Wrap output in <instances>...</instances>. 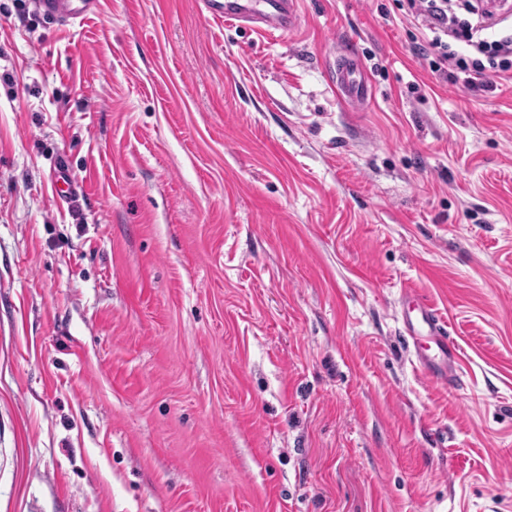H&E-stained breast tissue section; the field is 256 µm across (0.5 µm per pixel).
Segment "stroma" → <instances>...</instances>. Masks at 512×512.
Masks as SVG:
<instances>
[{
  "mask_svg": "<svg viewBox=\"0 0 512 512\" xmlns=\"http://www.w3.org/2000/svg\"><path fill=\"white\" fill-rule=\"evenodd\" d=\"M301 13L0 0V512H512V79L436 82L397 0ZM38 11L49 19L65 22L81 20L97 9V0H35ZM214 21L250 29L268 39L282 38L301 25L299 0H204ZM336 95L349 102H361L368 96V86L360 65L351 56L341 58L336 69ZM419 311V323L406 321L411 336L419 343L420 336H426L439 352L438 356L418 354L421 369L437 381L448 384L456 383L457 368L460 365V353L456 342L450 336L448 323L441 318L435 307L421 298L413 299Z\"/></svg>",
  "mask_w": 512,
  "mask_h": 512,
  "instance_id": "35a3bbf8",
  "label": "stroma"
}]
</instances>
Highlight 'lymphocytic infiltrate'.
<instances>
[{
    "mask_svg": "<svg viewBox=\"0 0 512 512\" xmlns=\"http://www.w3.org/2000/svg\"><path fill=\"white\" fill-rule=\"evenodd\" d=\"M399 5L421 31L418 57L438 79L485 92L496 80L512 78V34L495 32L498 7L492 0L474 25L450 16L447 0H399Z\"/></svg>",
    "mask_w": 512,
    "mask_h": 512,
    "instance_id": "obj_1",
    "label": "lymphocytic infiltrate"
}]
</instances>
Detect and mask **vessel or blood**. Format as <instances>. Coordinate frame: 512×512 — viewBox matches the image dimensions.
<instances>
[{
	"label": "vessel or blood",
	"mask_w": 512,
	"mask_h": 512,
	"mask_svg": "<svg viewBox=\"0 0 512 512\" xmlns=\"http://www.w3.org/2000/svg\"><path fill=\"white\" fill-rule=\"evenodd\" d=\"M38 11L49 19L66 22L93 14L97 0H34ZM300 0H204L209 16L216 21L250 29L266 38H281L296 31L301 24ZM337 95L355 103L366 99L365 76L353 57L341 58L336 69ZM418 323L409 324L411 336L427 337L437 349L436 356L419 355L421 369L431 377L452 385L457 379L460 353L449 326L435 307L416 300Z\"/></svg>",
	"instance_id": "obj_1"
}]
</instances>
